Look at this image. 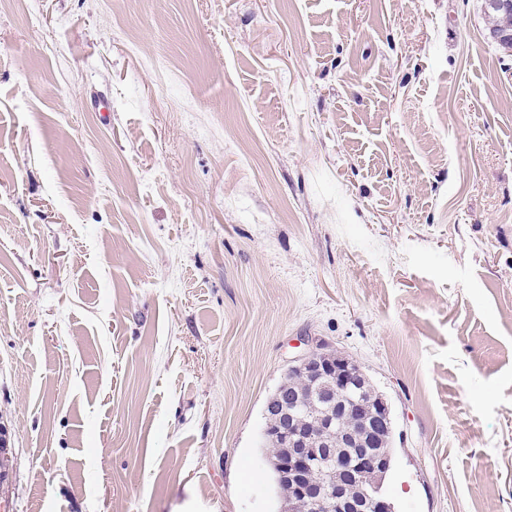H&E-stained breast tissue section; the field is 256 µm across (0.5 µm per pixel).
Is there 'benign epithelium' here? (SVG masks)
Listing matches in <instances>:
<instances>
[{
  "label": "benign epithelium",
  "instance_id": "obj_1",
  "mask_svg": "<svg viewBox=\"0 0 512 512\" xmlns=\"http://www.w3.org/2000/svg\"><path fill=\"white\" fill-rule=\"evenodd\" d=\"M317 354V347H311L292 361L290 369L303 373L315 388L328 386L331 392L345 399L347 411L354 413L365 409L377 420L390 419V409L384 398L363 397L356 392L364 373L354 367L349 358L339 353L336 364L330 365L321 363ZM375 426L376 423L367 422L364 438L353 440L345 458L344 469L356 480L374 479L392 465L387 453L370 447L369 435L374 433ZM335 429L336 418L330 412L309 413L303 419L297 418L292 411L287 412L286 419L265 425L264 431L272 441L283 443L292 452L286 461L267 458L269 467L288 484L289 496L304 501L308 512H392L390 500L379 494L367 493L357 503L349 498L341 483L329 481L326 470L336 465L335 452L325 453L316 444L334 434Z\"/></svg>",
  "mask_w": 512,
  "mask_h": 512
}]
</instances>
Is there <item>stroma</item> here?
Returning <instances> with one entry per match:
<instances>
[{
	"instance_id": "obj_1",
	"label": "stroma",
	"mask_w": 512,
	"mask_h": 512,
	"mask_svg": "<svg viewBox=\"0 0 512 512\" xmlns=\"http://www.w3.org/2000/svg\"><path fill=\"white\" fill-rule=\"evenodd\" d=\"M482 3L0 0L12 512H277L264 406L306 337L386 396L397 512H512Z\"/></svg>"
}]
</instances>
